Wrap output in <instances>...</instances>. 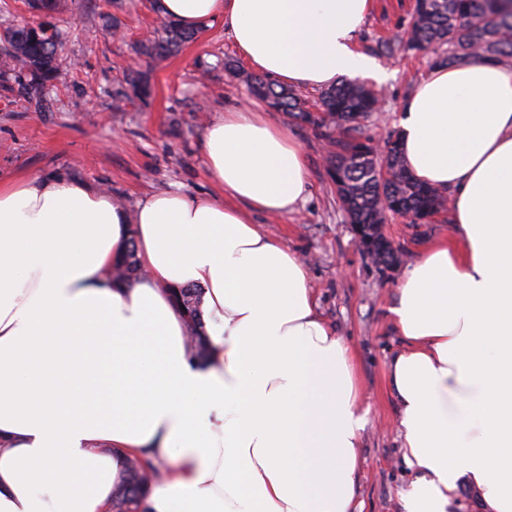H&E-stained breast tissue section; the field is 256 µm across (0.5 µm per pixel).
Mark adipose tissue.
<instances>
[{"instance_id": "1", "label": "adipose tissue", "mask_w": 512, "mask_h": 512, "mask_svg": "<svg viewBox=\"0 0 512 512\" xmlns=\"http://www.w3.org/2000/svg\"><path fill=\"white\" fill-rule=\"evenodd\" d=\"M373 0H158L220 20L259 73L298 87L384 79L356 47ZM398 134L450 191V238L398 284L390 362L405 512H448L461 480L512 512V65L435 67ZM219 199L152 194L135 211L66 178H0V512H106L124 461L170 467L147 512H357L367 413L355 353L318 313L303 256L255 224L310 192L304 152L268 113L225 109L202 137ZM135 242L141 276L112 270ZM202 288L199 360L176 288Z\"/></svg>"}]
</instances>
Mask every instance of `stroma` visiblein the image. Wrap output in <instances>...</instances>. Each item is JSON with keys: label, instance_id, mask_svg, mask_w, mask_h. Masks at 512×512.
I'll list each match as a JSON object with an SVG mask.
<instances>
[{"label": "stroma", "instance_id": "35a3bbf8", "mask_svg": "<svg viewBox=\"0 0 512 512\" xmlns=\"http://www.w3.org/2000/svg\"><path fill=\"white\" fill-rule=\"evenodd\" d=\"M414 0H373L358 45L376 55L377 43L404 34ZM121 21L119 34L105 25ZM148 0H64L52 24L63 36L62 77L38 89L21 74L0 76V177L65 176L99 187L126 209L160 191L203 197L221 195L209 176L201 139L206 125L225 108L250 103L247 84L226 75L218 61L240 60L222 23L199 32L151 70L152 95L142 107H116L114 93L147 41L161 25ZM384 82L371 87L382 106L364 124L374 142L397 131L403 101L431 69V56L412 52L381 58ZM307 157L311 194L290 219L255 215L256 223L305 256L310 286L322 316L356 350L360 404L368 408L357 472L362 512H404L402 493L414 478L399 431V404L387 365L403 348L390 309L398 299L402 266L419 257L429 241L449 237L448 213L433 223L395 218L383 227L400 257L398 268L374 265L356 246L335 187L327 175L326 145L318 131L283 112L272 113Z\"/></svg>", "mask_w": 512, "mask_h": 512}]
</instances>
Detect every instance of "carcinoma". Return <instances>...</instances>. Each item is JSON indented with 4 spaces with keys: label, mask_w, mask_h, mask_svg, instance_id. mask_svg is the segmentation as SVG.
Returning a JSON list of instances; mask_svg holds the SVG:
<instances>
[{
    "label": "carcinoma",
    "mask_w": 512,
    "mask_h": 512,
    "mask_svg": "<svg viewBox=\"0 0 512 512\" xmlns=\"http://www.w3.org/2000/svg\"><path fill=\"white\" fill-rule=\"evenodd\" d=\"M27 7L49 16L59 0H25ZM197 32L172 22L163 24L157 38L140 44L137 53L147 64L158 66ZM62 42L56 30L44 25L9 26L0 32V75L18 70L30 76V86L57 80V57ZM430 50L432 65H455L473 60L512 63V6L506 0H414L404 35L378 45V52L392 58L400 51ZM252 94L277 112H286L302 124L320 131L330 149L327 173L336 187L343 210L351 212L366 232L381 238L386 213L410 219L428 217L449 207V195L419 183L406 167L398 137L387 140L382 154L362 136V122L378 109L377 93L363 83L342 80L321 92L311 110L293 88L280 86L262 75H246ZM127 88L117 102L146 103L151 95L149 71L131 69ZM139 275L135 241L129 240L114 276L126 280ZM203 289L185 286L174 291L178 305L192 330L195 355L207 356L201 309ZM159 475L155 462L134 455L127 460L126 475L115 491L112 512H143L146 481Z\"/></svg>",
    "instance_id": "obj_1"
}]
</instances>
